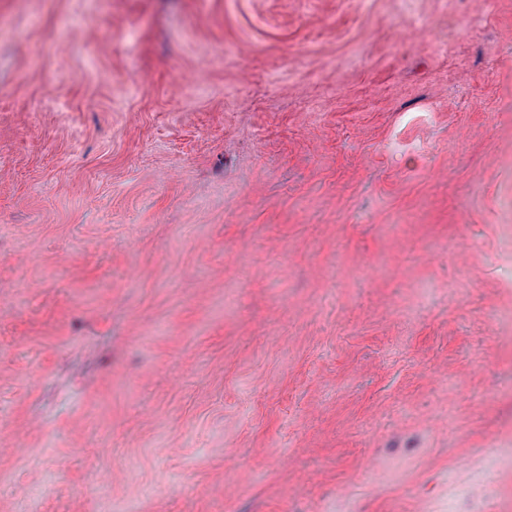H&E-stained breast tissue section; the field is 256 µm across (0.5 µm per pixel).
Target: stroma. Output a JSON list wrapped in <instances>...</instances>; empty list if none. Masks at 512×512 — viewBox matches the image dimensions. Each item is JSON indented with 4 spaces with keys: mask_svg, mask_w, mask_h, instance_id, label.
<instances>
[{
    "mask_svg": "<svg viewBox=\"0 0 512 512\" xmlns=\"http://www.w3.org/2000/svg\"><path fill=\"white\" fill-rule=\"evenodd\" d=\"M511 101L512 0H0V512H494Z\"/></svg>",
    "mask_w": 512,
    "mask_h": 512,
    "instance_id": "stroma-1",
    "label": "stroma"
}]
</instances>
